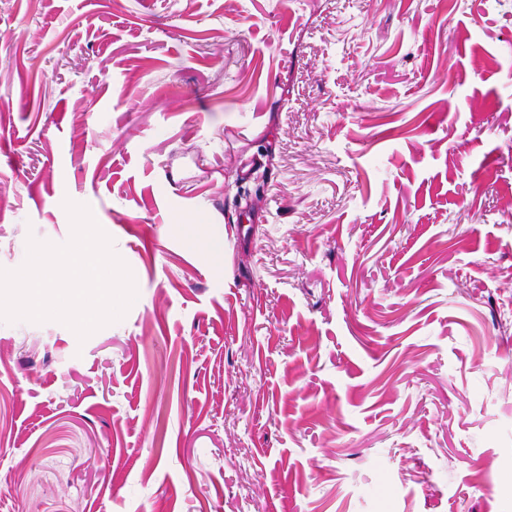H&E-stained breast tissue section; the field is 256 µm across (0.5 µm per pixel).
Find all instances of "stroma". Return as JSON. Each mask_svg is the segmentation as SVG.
<instances>
[{"label": "stroma", "mask_w": 512, "mask_h": 512, "mask_svg": "<svg viewBox=\"0 0 512 512\" xmlns=\"http://www.w3.org/2000/svg\"><path fill=\"white\" fill-rule=\"evenodd\" d=\"M67 199L0 512H512V0H0V268Z\"/></svg>", "instance_id": "stroma-1"}]
</instances>
